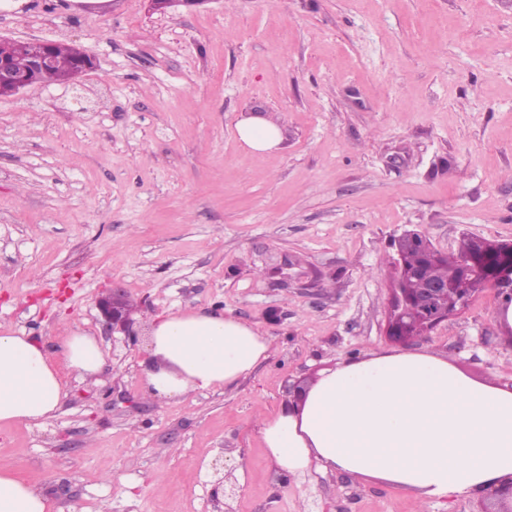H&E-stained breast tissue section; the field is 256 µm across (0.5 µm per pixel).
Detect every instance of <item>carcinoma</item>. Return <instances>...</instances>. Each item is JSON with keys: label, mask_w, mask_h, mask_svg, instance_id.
<instances>
[{"label": "carcinoma", "mask_w": 512, "mask_h": 512, "mask_svg": "<svg viewBox=\"0 0 512 512\" xmlns=\"http://www.w3.org/2000/svg\"><path fill=\"white\" fill-rule=\"evenodd\" d=\"M55 67L49 80L67 82L73 79L78 64L87 57L79 49L55 43L52 45ZM30 44L0 39V62L5 61L15 71L24 72L28 68ZM425 235L407 232L394 240L392 246L399 256L397 279L403 288L417 287L415 278L420 269L440 281L448 283V308L456 309L461 303L486 287V276L493 264L505 253L507 241L490 240L465 234L461 237L457 253H438L429 257L423 248Z\"/></svg>", "instance_id": "cac0c4a2"}]
</instances>
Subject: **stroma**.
I'll return each mask as SVG.
<instances>
[{
	"label": "stroma",
	"mask_w": 512,
	"mask_h": 512,
	"mask_svg": "<svg viewBox=\"0 0 512 512\" xmlns=\"http://www.w3.org/2000/svg\"><path fill=\"white\" fill-rule=\"evenodd\" d=\"M0 38L80 47L79 83L0 96V334L56 350L95 336L102 370L68 376L56 416L0 428V467L55 512H493L417 507L376 481L279 473L259 413L340 360L390 348L393 239L444 253L512 240V0H0ZM282 132L255 154L237 124ZM123 288L133 336L95 305ZM493 289L410 350L512 385ZM271 341L247 378L158 403L145 342L182 309ZM232 468L219 502L211 463Z\"/></svg>",
	"instance_id": "obj_1"
}]
</instances>
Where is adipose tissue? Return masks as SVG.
<instances>
[{"instance_id": "1", "label": "adipose tissue", "mask_w": 512, "mask_h": 512, "mask_svg": "<svg viewBox=\"0 0 512 512\" xmlns=\"http://www.w3.org/2000/svg\"><path fill=\"white\" fill-rule=\"evenodd\" d=\"M270 351L230 314L180 310L154 322L143 377L161 401L248 375ZM105 355L75 332L59 358L34 338L0 335V427L44 424L66 395L65 373L97 374ZM258 433L281 473L310 467L387 483L415 502L495 493L512 482V386L477 379L438 352L369 350L338 362L298 402L261 417ZM50 500L0 468V512H53Z\"/></svg>"}]
</instances>
